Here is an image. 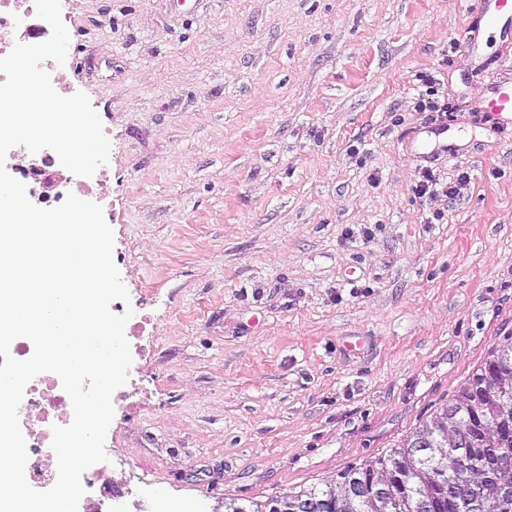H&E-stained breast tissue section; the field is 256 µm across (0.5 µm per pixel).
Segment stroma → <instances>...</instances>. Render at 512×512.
I'll return each mask as SVG.
<instances>
[{
  "instance_id": "35a3bbf8",
  "label": "stroma",
  "mask_w": 512,
  "mask_h": 512,
  "mask_svg": "<svg viewBox=\"0 0 512 512\" xmlns=\"http://www.w3.org/2000/svg\"><path fill=\"white\" fill-rule=\"evenodd\" d=\"M473 0H61L53 86L111 144L101 179L135 369L107 432L168 504L224 512L390 453L512 335V54L458 43ZM453 110L417 157L413 76ZM467 175L416 198L423 165ZM441 213L432 221L433 213ZM483 117L492 125L512 127V87L509 83L490 92ZM449 129L448 118H445L435 124V127L416 133L413 137V141L416 144L419 155L424 158H436L441 154L450 152L452 150V145L448 144ZM425 133H434L435 136L437 135L438 138L441 136V138L438 140L424 138L423 134Z\"/></svg>"
}]
</instances>
